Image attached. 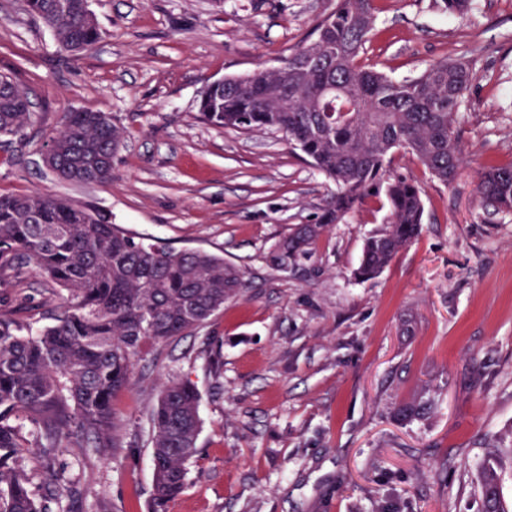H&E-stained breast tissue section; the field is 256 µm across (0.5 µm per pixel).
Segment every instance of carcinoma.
<instances>
[{"mask_svg":"<svg viewBox=\"0 0 512 512\" xmlns=\"http://www.w3.org/2000/svg\"><path fill=\"white\" fill-rule=\"evenodd\" d=\"M464 18L473 0H439ZM22 10L50 27L59 46L80 53L102 32L83 0H21ZM377 23L375 0H337L314 37L273 69H257L200 92L199 116L218 128L277 130L336 186L317 219L300 224L266 257L294 271L324 229L368 197L384 195L386 224L364 245L356 276L377 278L420 234L418 184L390 173L406 150L437 180L452 185L464 163L458 130L466 92L476 80L468 60L442 59L412 79L395 81L359 60ZM31 121L28 91L0 75V137ZM124 130L109 112H67L47 142L58 178L95 184L112 179ZM476 194L495 214L512 213V164L487 167ZM34 264L67 304L36 334L0 312V512H50L48 502L75 494L57 465L68 446L108 458L121 447L114 400L128 386L146 341L166 343L205 324L240 297L243 273L198 250H175L137 238L99 211L49 192L0 195V271ZM201 394L177 378L163 381L150 416L153 493L150 512H167L183 490L186 463L197 452ZM26 419L27 432L15 424ZM46 490H30L29 456ZM482 512H506L498 465L481 476Z\"/></svg>","mask_w":512,"mask_h":512,"instance_id":"1","label":"carcinoma"}]
</instances>
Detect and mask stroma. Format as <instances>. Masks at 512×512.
<instances>
[{
  "instance_id": "stroma-1",
  "label": "stroma",
  "mask_w": 512,
  "mask_h": 512,
  "mask_svg": "<svg viewBox=\"0 0 512 512\" xmlns=\"http://www.w3.org/2000/svg\"><path fill=\"white\" fill-rule=\"evenodd\" d=\"M336 0H90L103 31L85 53L0 0V72L30 92L24 135L0 141V194L47 191L96 208L129 233L223 257L245 273L243 296L209 323L149 345L115 401L124 450L59 456L73 512H147L148 416L165 378L202 395L197 453L168 512H481L479 477L502 466L512 512V215H492L480 172L512 163V0H477L461 20L435 0H376L361 56L396 80L430 63L471 61L477 79L459 116L467 158L453 185L408 153L391 167L422 190L420 236L371 281L354 277L388 211L365 199L329 227L306 279L267 254L312 223L334 185L283 133L219 129L199 118L210 81L273 68L310 39ZM111 113L126 131L111 180L59 181L46 140L65 113ZM52 292L31 264L0 273V302L32 328ZM220 356V367L211 359ZM431 400L422 420L402 405Z\"/></svg>"
}]
</instances>
